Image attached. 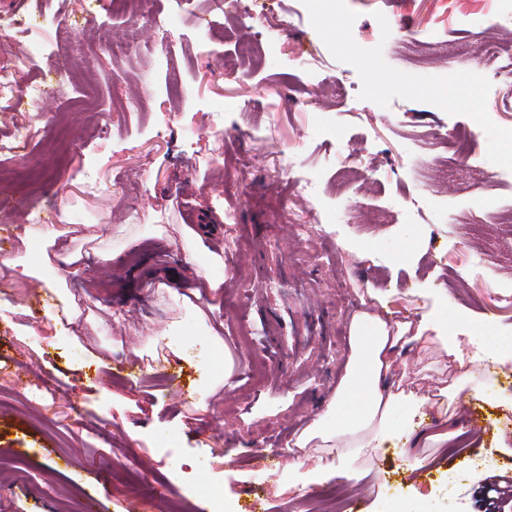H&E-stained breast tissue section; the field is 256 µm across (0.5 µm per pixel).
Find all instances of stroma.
Returning a JSON list of instances; mask_svg holds the SVG:
<instances>
[{
	"label": "stroma",
	"instance_id": "stroma-1",
	"mask_svg": "<svg viewBox=\"0 0 512 512\" xmlns=\"http://www.w3.org/2000/svg\"><path fill=\"white\" fill-rule=\"evenodd\" d=\"M104 0H0V172L20 163L48 179L12 196L0 258L23 247L28 213L67 228L38 278L0 286V512H146L179 502L210 512L220 490L234 512H340L322 491L338 473L371 491L367 512H482L484 478L512 476V408H489L494 434H462L456 405L426 406L447 447L429 475L410 478L406 434L384 447L289 443L327 404L365 332L448 291L463 351L497 324L512 364V0H342L337 39L318 0H152L114 20L146 33L131 57L103 47ZM500 57L489 60L487 41ZM37 41L42 55L26 59ZM51 104L34 86L62 63ZM478 71L484 86L457 75ZM293 161L283 170L281 156ZM307 174L308 189L295 180ZM217 233L196 241L200 220ZM177 258L145 288L113 298L109 255L151 242ZM80 253L69 263L71 253ZM223 256L206 266L208 253ZM223 286L203 288L205 277ZM80 295L74 321L49 287ZM389 301L362 304L366 289ZM235 387L222 386L224 356ZM177 333L180 354L162 343ZM436 353L401 348L384 382L433 394ZM179 376L191 402L169 386ZM139 434L131 444V434Z\"/></svg>",
	"mask_w": 512,
	"mask_h": 512
}]
</instances>
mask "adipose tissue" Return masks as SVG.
Listing matches in <instances>:
<instances>
[{"instance_id": "1", "label": "adipose tissue", "mask_w": 512, "mask_h": 512, "mask_svg": "<svg viewBox=\"0 0 512 512\" xmlns=\"http://www.w3.org/2000/svg\"><path fill=\"white\" fill-rule=\"evenodd\" d=\"M351 330L352 353L347 372L329 405L336 413V430L327 432L320 422H313L296 439V447H306L318 439L325 443L342 441L350 448H378L393 437L396 413H403L405 422H412L427 404V397L382 384L395 363L397 348L403 345L410 343L422 351L438 348L442 358L452 363L456 374L448 386L439 388V407H447L449 400L475 379L470 359L460 349L447 319L437 310L392 325L378 322L370 336L361 333L356 320L352 321Z\"/></svg>"}]
</instances>
